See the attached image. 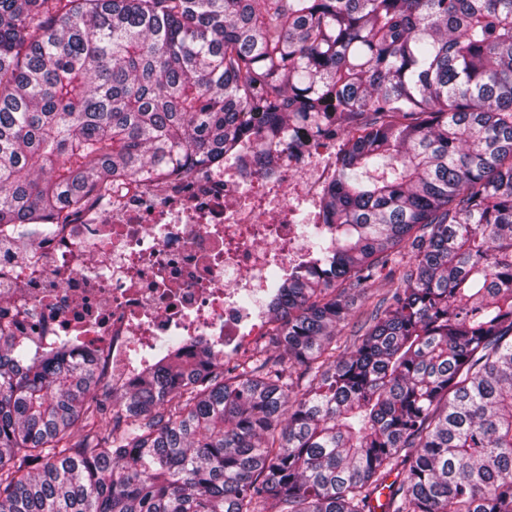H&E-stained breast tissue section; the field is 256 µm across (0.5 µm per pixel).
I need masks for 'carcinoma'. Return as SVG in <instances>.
Here are the masks:
<instances>
[{"mask_svg": "<svg viewBox=\"0 0 512 512\" xmlns=\"http://www.w3.org/2000/svg\"><path fill=\"white\" fill-rule=\"evenodd\" d=\"M299 125L339 149L277 356L175 337L109 411L0 330V512H512V0H0V225Z\"/></svg>", "mask_w": 512, "mask_h": 512, "instance_id": "obj_1", "label": "carcinoma"}]
</instances>
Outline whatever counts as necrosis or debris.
<instances>
[{"label": "necrosis or debris", "instance_id": "necrosis-or-debris-1", "mask_svg": "<svg viewBox=\"0 0 512 512\" xmlns=\"http://www.w3.org/2000/svg\"><path fill=\"white\" fill-rule=\"evenodd\" d=\"M336 148L250 171L251 150L161 184L126 180L56 231L0 226V329L30 355L71 348L124 390L181 336L230 359L269 330L279 275L312 261L295 222L336 178Z\"/></svg>", "mask_w": 512, "mask_h": 512}]
</instances>
